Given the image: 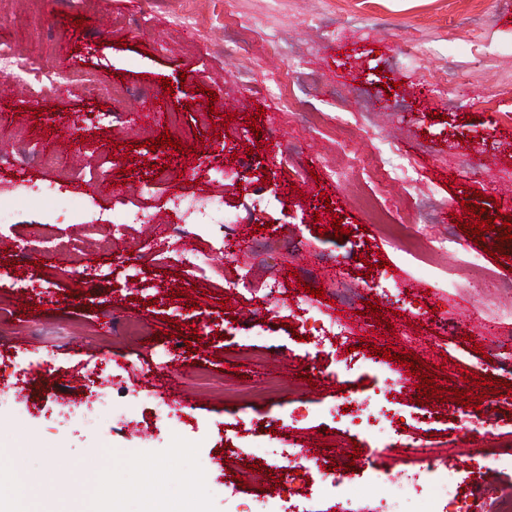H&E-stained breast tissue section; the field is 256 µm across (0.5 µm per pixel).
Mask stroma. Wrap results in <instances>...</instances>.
Segmentation results:
<instances>
[{"instance_id":"obj_1","label":"stroma","mask_w":512,"mask_h":512,"mask_svg":"<svg viewBox=\"0 0 512 512\" xmlns=\"http://www.w3.org/2000/svg\"><path fill=\"white\" fill-rule=\"evenodd\" d=\"M0 33L65 74L128 90L102 101L75 84L70 96L42 97L38 115L21 87L0 92V154L22 138L67 169L0 164V512H152L158 496L172 512H242L259 492L268 512H330L329 477L313 466L282 479L277 448L315 449L374 512L407 483L412 465L396 449L410 437L445 449L460 488L455 512L512 505V468L497 463L512 453V391L487 396L490 415L421 405L418 377L400 366L385 372L382 354L388 346L440 367L443 388L472 390L469 374L512 381V289L452 275L473 257L512 268L503 229L477 245L460 227L465 196L484 192L493 217L495 199L512 188V0H0ZM292 99L328 123L309 127L289 112ZM339 112L348 125H336ZM99 113L107 122L76 146L74 124ZM173 113L180 147L146 148ZM391 144L415 158L418 179L382 193L374 177ZM345 152L357 167L342 164ZM247 155L264 180L219 179ZM102 165L113 193L96 191ZM163 166L168 182L141 195ZM51 181L57 196L31 207L26 188ZM180 194L223 198L234 213L258 207L259 224H210L168 252L177 220L169 199ZM69 196L85 207L63 205ZM119 201L146 221L116 239L104 218ZM421 214L425 235L461 241L454 257L415 255L391 236L390 225ZM224 236L248 251L190 275L206 239ZM143 246L168 256L131 274L121 257ZM72 255L86 271L76 282L63 273ZM239 275L247 289L225 295L224 278ZM273 280L305 301L323 289L311 300L349 323L346 345L311 338L303 311L267 296ZM336 286L344 297L333 296ZM129 316L137 335L121 333ZM354 347L361 362L349 359ZM95 367L101 377L88 379ZM200 368L244 375L253 398L219 400L196 385ZM344 388L374 413L394 393L403 429L333 421ZM93 390L107 404L88 413ZM62 398L74 408L66 421L56 415ZM167 399L180 418L162 408ZM242 422L256 431L237 433ZM231 438L239 450L219 480L210 459ZM253 464L259 482L235 485L233 472ZM154 469L171 481L151 483Z\"/></svg>"}]
</instances>
